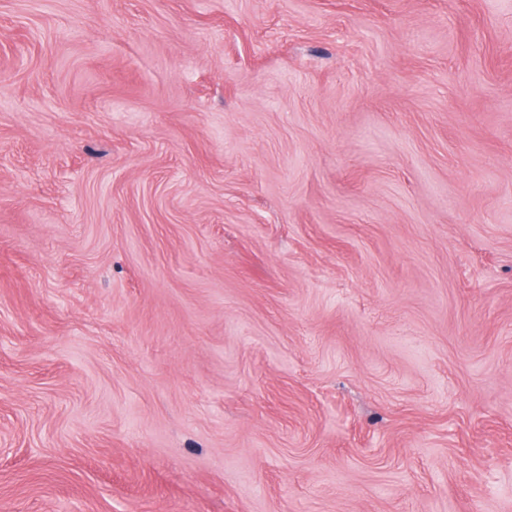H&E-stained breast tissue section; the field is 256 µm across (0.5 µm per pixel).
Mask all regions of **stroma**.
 I'll return each instance as SVG.
<instances>
[{
    "label": "stroma",
    "mask_w": 512,
    "mask_h": 512,
    "mask_svg": "<svg viewBox=\"0 0 512 512\" xmlns=\"http://www.w3.org/2000/svg\"><path fill=\"white\" fill-rule=\"evenodd\" d=\"M0 512H512V0H0Z\"/></svg>",
    "instance_id": "stroma-1"
}]
</instances>
